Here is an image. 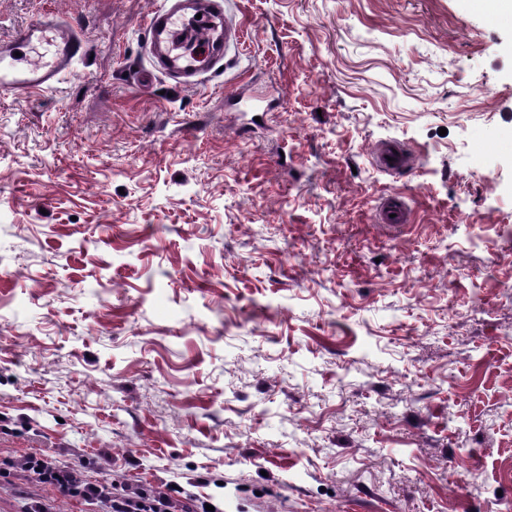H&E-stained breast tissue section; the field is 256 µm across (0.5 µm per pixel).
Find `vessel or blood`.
I'll return each mask as SVG.
<instances>
[{
  "instance_id": "obj_1",
  "label": "vessel or blood",
  "mask_w": 512,
  "mask_h": 512,
  "mask_svg": "<svg viewBox=\"0 0 512 512\" xmlns=\"http://www.w3.org/2000/svg\"><path fill=\"white\" fill-rule=\"evenodd\" d=\"M242 28L223 0H161L145 25L151 70L180 85L198 86L204 79L203 69L196 65L198 56L206 55L214 66H228L227 56L239 45ZM29 46L42 47V55L20 63L17 51ZM85 52V37L58 14L36 16L0 39V95L22 100L33 92L55 89ZM373 162L381 171L397 174L407 170L411 159L400 145L385 144L375 150ZM408 220L402 195L383 198L378 223L399 228Z\"/></svg>"
}]
</instances>
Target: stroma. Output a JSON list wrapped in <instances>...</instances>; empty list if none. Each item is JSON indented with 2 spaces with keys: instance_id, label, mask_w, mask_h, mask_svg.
I'll use <instances>...</instances> for the list:
<instances>
[{
  "instance_id": "1",
  "label": "stroma",
  "mask_w": 512,
  "mask_h": 512,
  "mask_svg": "<svg viewBox=\"0 0 512 512\" xmlns=\"http://www.w3.org/2000/svg\"><path fill=\"white\" fill-rule=\"evenodd\" d=\"M228 2L240 52L185 88L138 80L157 0H0V37L55 11L91 52L0 97V462L221 512H512V27ZM27 499L81 510L0 478ZM388 158H393V161H388ZM373 162L381 171L397 174L407 170L411 158L400 145L385 144L375 150ZM395 214V217H390ZM409 208L405 198L399 194H390L383 198L377 213V222L389 228H399L407 224Z\"/></svg>"
}]
</instances>
